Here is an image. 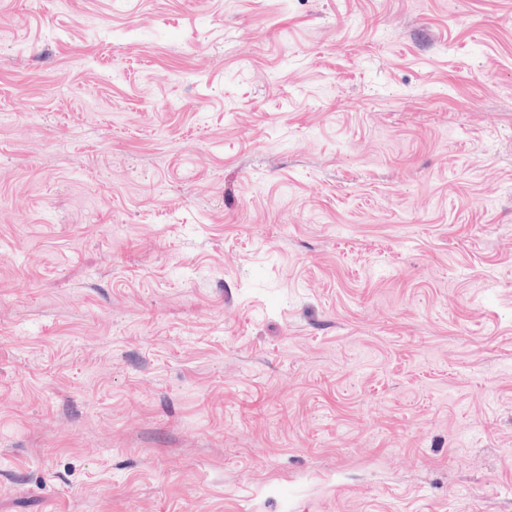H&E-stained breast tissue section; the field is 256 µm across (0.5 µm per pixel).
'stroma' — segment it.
Masks as SVG:
<instances>
[{"label": "stroma", "mask_w": 512, "mask_h": 512, "mask_svg": "<svg viewBox=\"0 0 512 512\" xmlns=\"http://www.w3.org/2000/svg\"><path fill=\"white\" fill-rule=\"evenodd\" d=\"M0 44V512L512 506V0H0Z\"/></svg>", "instance_id": "obj_1"}]
</instances>
